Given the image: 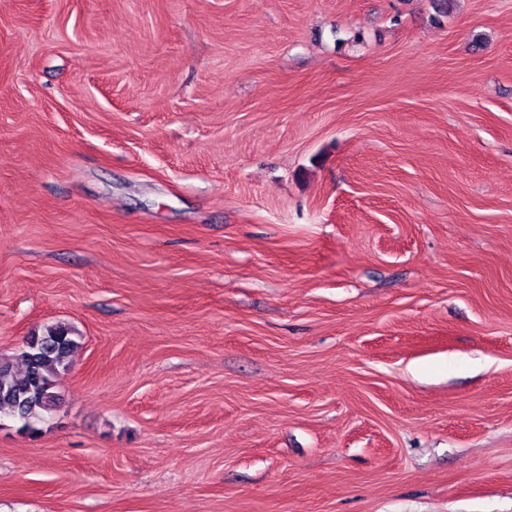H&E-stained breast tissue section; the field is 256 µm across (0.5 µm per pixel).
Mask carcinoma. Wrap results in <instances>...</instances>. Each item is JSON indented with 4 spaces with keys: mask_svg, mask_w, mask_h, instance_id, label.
<instances>
[{
    "mask_svg": "<svg viewBox=\"0 0 512 512\" xmlns=\"http://www.w3.org/2000/svg\"><path fill=\"white\" fill-rule=\"evenodd\" d=\"M80 339L65 323L45 324L23 338L17 355H0V421L39 431L57 406L59 377L70 369Z\"/></svg>",
    "mask_w": 512,
    "mask_h": 512,
    "instance_id": "1",
    "label": "carcinoma"
}]
</instances>
